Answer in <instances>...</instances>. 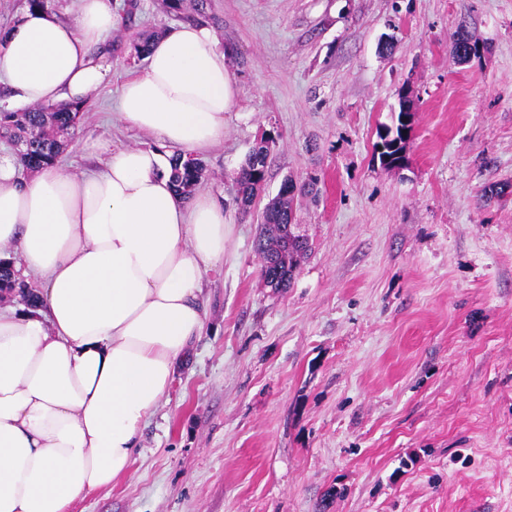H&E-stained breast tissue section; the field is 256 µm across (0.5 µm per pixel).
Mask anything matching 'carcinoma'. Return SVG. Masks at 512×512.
<instances>
[{
    "mask_svg": "<svg viewBox=\"0 0 512 512\" xmlns=\"http://www.w3.org/2000/svg\"><path fill=\"white\" fill-rule=\"evenodd\" d=\"M477 42L460 30L453 42L452 55L457 63H468L479 56ZM85 102L56 106L33 107L15 111H0V139L13 144L16 159L26 170L53 166L72 142ZM404 101L393 125L378 132L375 148L379 157H392L406 149L407 124L403 119ZM270 147L260 140L249 151L241 167L236 204L248 211L266 180ZM204 162L191 154L173 157L172 182L183 198L188 199L205 176ZM306 191V185L292 183L288 191H280L264 206L256 252L261 262L265 286L282 290L291 287L302 259L310 250L309 238L294 233L293 204ZM0 295L14 296L28 308H35L39 296L11 266L0 261Z\"/></svg>",
    "mask_w": 512,
    "mask_h": 512,
    "instance_id": "1",
    "label": "carcinoma"
}]
</instances>
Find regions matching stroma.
<instances>
[{
  "label": "stroma",
  "mask_w": 512,
  "mask_h": 512,
  "mask_svg": "<svg viewBox=\"0 0 512 512\" xmlns=\"http://www.w3.org/2000/svg\"><path fill=\"white\" fill-rule=\"evenodd\" d=\"M112 77L59 166L157 147L115 119L140 35L193 22L115 0ZM239 87L201 189L224 199L203 331L147 417L135 462L72 512H512V0H208ZM466 30L483 47L451 58ZM392 36L395 48L378 44ZM416 102L406 162L373 145ZM275 139L250 211L238 172ZM311 250L265 287L259 214L284 180ZM507 184L491 199L484 187Z\"/></svg>",
  "instance_id": "35a3bbf8"
}]
</instances>
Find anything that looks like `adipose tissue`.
<instances>
[{"mask_svg": "<svg viewBox=\"0 0 512 512\" xmlns=\"http://www.w3.org/2000/svg\"><path fill=\"white\" fill-rule=\"evenodd\" d=\"M71 21L25 11L0 29L8 110L85 99L112 70V0ZM124 84L116 118L157 149L101 145V169L21 177L0 157V259L44 284L38 308L0 309V512H70L131 469L145 419L200 336L205 272L224 260L222 199L178 195L168 148L224 139L239 89L214 33L167 30Z\"/></svg>", "mask_w": 512, "mask_h": 512, "instance_id": "obj_1", "label": "adipose tissue"}]
</instances>
